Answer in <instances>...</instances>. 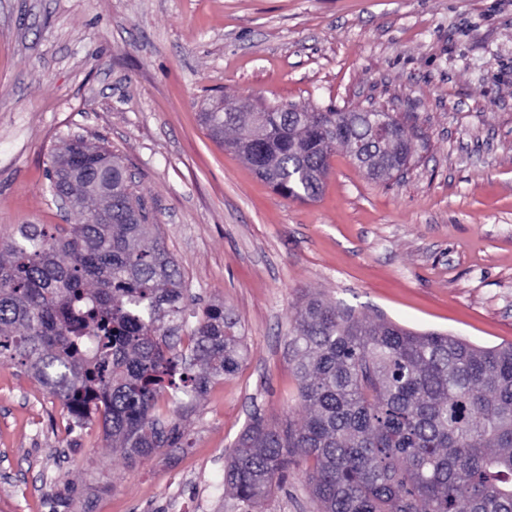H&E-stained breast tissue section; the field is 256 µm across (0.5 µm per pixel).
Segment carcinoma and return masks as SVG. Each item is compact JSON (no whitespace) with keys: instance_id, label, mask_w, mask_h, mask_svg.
Masks as SVG:
<instances>
[{"instance_id":"carcinoma-1","label":"carcinoma","mask_w":512,"mask_h":512,"mask_svg":"<svg viewBox=\"0 0 512 512\" xmlns=\"http://www.w3.org/2000/svg\"><path fill=\"white\" fill-rule=\"evenodd\" d=\"M220 145L274 191L320 194L330 147L389 132L362 168L375 179L411 153L389 112H202ZM80 224H20L0 237V363L20 367L69 412L94 418L133 461L183 447L182 412L246 357L237 320L209 305L188 326L187 286L118 157L66 142L47 169ZM289 361L305 416L256 419L224 469L243 506L303 466L315 512H512V344L479 347L309 296L293 317Z\"/></svg>"}]
</instances>
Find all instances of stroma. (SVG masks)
Returning a JSON list of instances; mask_svg holds the SVG:
<instances>
[{
  "instance_id": "1",
  "label": "stroma",
  "mask_w": 512,
  "mask_h": 512,
  "mask_svg": "<svg viewBox=\"0 0 512 512\" xmlns=\"http://www.w3.org/2000/svg\"><path fill=\"white\" fill-rule=\"evenodd\" d=\"M378 108L411 159L375 179L334 149L322 194L283 197L200 121L218 99ZM105 144L190 289L247 355L128 461L99 421L0 364V512H239L225 461L253 418H300L288 363L305 295L417 332L512 343V0H0V236L76 224L53 152ZM293 470L262 512H313Z\"/></svg>"
}]
</instances>
